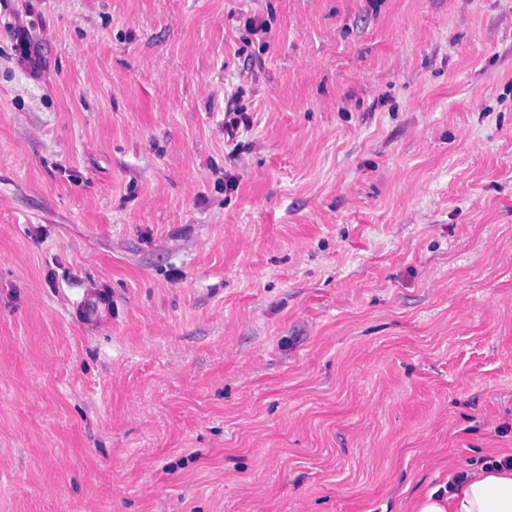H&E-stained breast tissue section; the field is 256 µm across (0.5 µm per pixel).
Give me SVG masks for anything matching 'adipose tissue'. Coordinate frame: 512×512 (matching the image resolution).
I'll return each mask as SVG.
<instances>
[{"mask_svg": "<svg viewBox=\"0 0 512 512\" xmlns=\"http://www.w3.org/2000/svg\"><path fill=\"white\" fill-rule=\"evenodd\" d=\"M418 512H512V468H476L448 496L428 494Z\"/></svg>", "mask_w": 512, "mask_h": 512, "instance_id": "ef3b65f1", "label": "adipose tissue"}]
</instances>
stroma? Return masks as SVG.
Returning <instances> with one entry per match:
<instances>
[{"label": "stroma", "instance_id": "obj_1", "mask_svg": "<svg viewBox=\"0 0 512 512\" xmlns=\"http://www.w3.org/2000/svg\"><path fill=\"white\" fill-rule=\"evenodd\" d=\"M510 454L512 0H0V512H416Z\"/></svg>", "mask_w": 512, "mask_h": 512}]
</instances>
